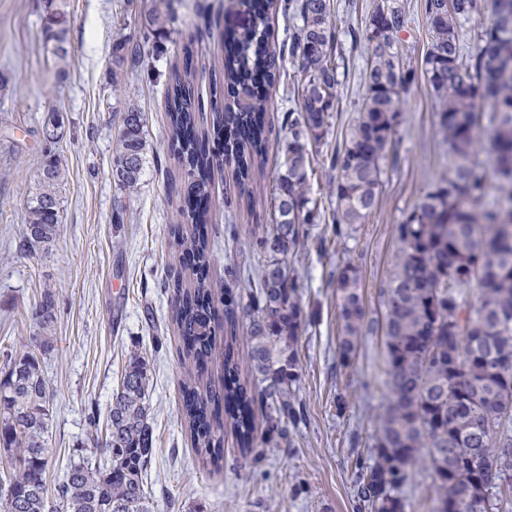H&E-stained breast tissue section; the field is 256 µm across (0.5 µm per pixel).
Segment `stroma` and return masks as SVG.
<instances>
[{
    "label": "stroma",
    "instance_id": "1",
    "mask_svg": "<svg viewBox=\"0 0 512 512\" xmlns=\"http://www.w3.org/2000/svg\"><path fill=\"white\" fill-rule=\"evenodd\" d=\"M405 12L400 45L407 63L421 68L430 40L423 0H394ZM174 20L167 37L147 35L139 11L151 0H69L72 26L65 75H58L43 47L46 0H0V371L32 350L36 328L29 307L44 293L55 299L54 347L43 369L51 393V448L47 477L56 482L74 448L85 442L90 418L106 424L112 394L130 353L151 368L150 425L156 454L146 488L158 512H357L354 473L366 454L386 403L385 346L380 328L366 331L357 358L343 366L336 355V264H358L369 318L381 319V291L401 244L396 226L448 170V146L438 126V101L418 79L402 102L393 143L383 164L377 210L349 237L336 238L330 217L332 170L316 152L310 195L325 217L313 238L292 258L302 304L313 320L302 332L295 395L305 420L287 439L266 441L267 422L256 420V442L241 455L232 433L224 435L220 469L201 466L184 425L182 364L173 332L168 282L180 267L184 247L170 232L179 223L183 198L169 195L170 182L187 175L170 154L171 130L164 89L171 64L184 46L193 49L195 81L202 102L211 99L224 49L220 30L245 25L235 0H170ZM141 44L136 68L124 69L120 86L111 80L116 41ZM338 51L339 109L330 137L342 139L357 115L364 88L360 78L369 51L341 37ZM145 114L150 144L145 174L136 188L112 177L120 115L128 102ZM268 148L257 181V207L242 198L231 169L209 181L210 286L224 306V268L234 266V291L256 286L263 255L255 225L273 221L276 177L281 167L282 116L298 105L297 86L283 77L264 101ZM63 115L55 136L46 133L48 113ZM55 153L64 177L61 232L49 250L23 244L28 196L46 153ZM344 407H337V399Z\"/></svg>",
    "mask_w": 512,
    "mask_h": 512
}]
</instances>
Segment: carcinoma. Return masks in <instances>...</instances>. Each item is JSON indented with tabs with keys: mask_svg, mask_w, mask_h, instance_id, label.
Listing matches in <instances>:
<instances>
[{
	"mask_svg": "<svg viewBox=\"0 0 512 512\" xmlns=\"http://www.w3.org/2000/svg\"><path fill=\"white\" fill-rule=\"evenodd\" d=\"M250 23L224 32L222 81L214 83L212 137L224 141L214 153L210 138L196 132L202 104L193 82L192 56L171 66L166 87L172 128L171 153L187 170L175 194L205 197L208 174L234 170L241 196L254 205L253 185L263 176L267 127L255 95L256 80L274 89L286 64L300 77V109L286 112L283 161L274 201L275 221L257 225L265 255L258 285L244 306L249 375L241 377L236 338L225 340L224 385L202 373L182 386L184 421L198 461L219 466L224 430L237 438L242 455L253 445V405L261 401L269 439H284L287 425L302 418L293 386L299 373L297 343L311 315L288 255L312 237L320 223L308 195L310 155L326 143L338 111L340 30L331 24L329 0H236ZM43 26L44 46L61 65L69 55L70 15L55 0ZM492 22L466 50L460 25L485 9L484 0H424L431 35L423 58L425 76L439 102L438 125L448 145V174L440 177L397 224L400 252L387 287L383 327L386 406L374 444L356 465L358 512H406L403 490L415 471L429 467L438 495L436 512H512V0H490ZM292 13L300 23L288 42L269 41V16ZM141 27L159 37L172 23L169 0H154ZM405 15L393 0L370 12L350 38L366 42L364 94L357 117L328 156L336 172L333 234L346 238L376 209L382 161L392 143L400 104L417 79L403 62L398 35ZM141 45L119 42L117 67L136 64ZM492 106L490 133L478 145L481 116ZM484 150L490 160L479 159ZM143 113L133 103L123 112L112 174L136 187L148 162ZM62 170L45 156L24 214V241L47 248L59 230ZM497 198L490 199L491 191ZM209 207L181 213L173 233L186 243L190 260L173 281L170 323L182 338L181 358L204 366L216 339L218 317L208 288L210 253L205 233ZM336 309L341 323L336 354L343 365L356 357L366 317L359 268L336 264ZM39 352L53 347L52 296L30 310ZM151 369L139 355L125 366L112 396L104 439L76 448L62 478L50 485V389L38 352L29 351L0 373V449L7 456L0 480V512H155L144 480L154 452L149 424Z\"/></svg>",
	"mask_w": 512,
	"mask_h": 512,
	"instance_id": "obj_1",
	"label": "carcinoma"
}]
</instances>
